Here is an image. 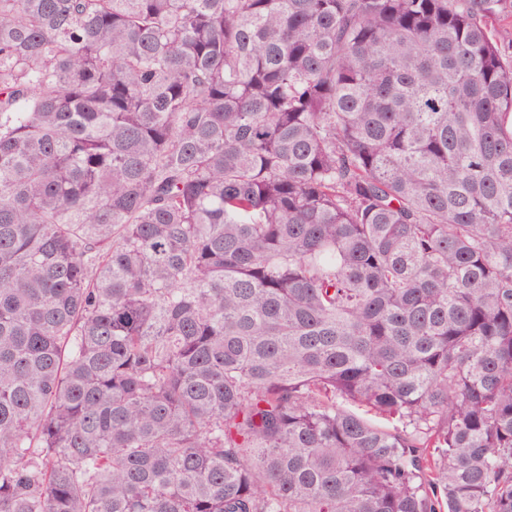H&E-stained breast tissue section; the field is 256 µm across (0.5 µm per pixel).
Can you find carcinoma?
Wrapping results in <instances>:
<instances>
[{
    "label": "carcinoma",
    "instance_id": "cac0c4a2",
    "mask_svg": "<svg viewBox=\"0 0 512 512\" xmlns=\"http://www.w3.org/2000/svg\"><path fill=\"white\" fill-rule=\"evenodd\" d=\"M504 4L0 0V512H512Z\"/></svg>",
    "mask_w": 512,
    "mask_h": 512
}]
</instances>
